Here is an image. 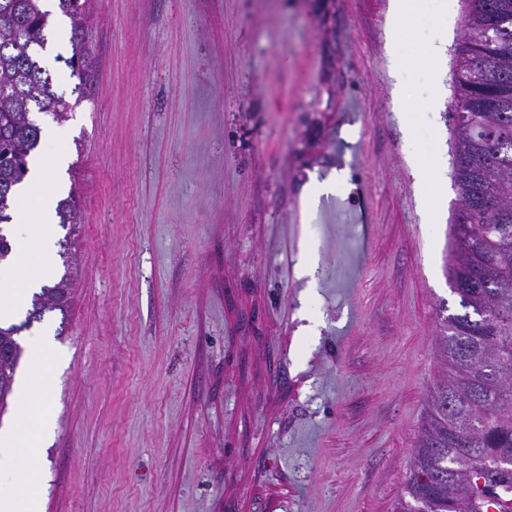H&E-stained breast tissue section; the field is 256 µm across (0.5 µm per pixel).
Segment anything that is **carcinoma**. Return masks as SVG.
I'll return each mask as SVG.
<instances>
[{
	"instance_id": "obj_1",
	"label": "carcinoma",
	"mask_w": 512,
	"mask_h": 512,
	"mask_svg": "<svg viewBox=\"0 0 512 512\" xmlns=\"http://www.w3.org/2000/svg\"><path fill=\"white\" fill-rule=\"evenodd\" d=\"M44 0H0V187L8 192L29 172L40 142L36 117L63 121L73 110L57 92L39 54L51 11ZM88 0H58L69 19L71 55L56 56L76 100L86 98L92 58L84 48ZM453 49L451 104H467L451 129V177L459 194L448 281L460 313L438 315L435 358L440 365L394 512H512V0H463ZM68 229L59 241L64 272L34 294L27 322L57 311L66 322L72 302L73 229L78 202L57 206ZM16 325L0 326V413L12 393L22 349Z\"/></svg>"
}]
</instances>
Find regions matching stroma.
I'll use <instances>...</instances> for the list:
<instances>
[{
  "label": "stroma",
  "mask_w": 512,
  "mask_h": 512,
  "mask_svg": "<svg viewBox=\"0 0 512 512\" xmlns=\"http://www.w3.org/2000/svg\"><path fill=\"white\" fill-rule=\"evenodd\" d=\"M389 7L92 0L90 96L57 125L55 193L80 207L73 309L17 335L48 331L60 355L40 376L54 432L0 452L12 477L43 469V512H391L437 315L459 305L452 64L408 14L398 112ZM50 37L71 93L65 17Z\"/></svg>",
  "instance_id": "stroma-1"
}]
</instances>
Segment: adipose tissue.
Listing matches in <instances>:
<instances>
[{"instance_id": "1", "label": "adipose tissue", "mask_w": 512, "mask_h": 512, "mask_svg": "<svg viewBox=\"0 0 512 512\" xmlns=\"http://www.w3.org/2000/svg\"><path fill=\"white\" fill-rule=\"evenodd\" d=\"M49 162L39 161L29 174L17 198L21 221L13 237L14 270L0 276V322L11 323L25 307L33 289L49 280L51 254L55 243V194L49 185ZM38 199L36 230L24 228L31 199ZM57 355L42 337L30 342L29 369L17 390L20 413L12 426L0 429L1 448H40L45 444L52 418L45 405V393L36 383L35 373L50 367ZM43 476L40 469L29 468L11 490L0 493V512H40Z\"/></svg>"}]
</instances>
